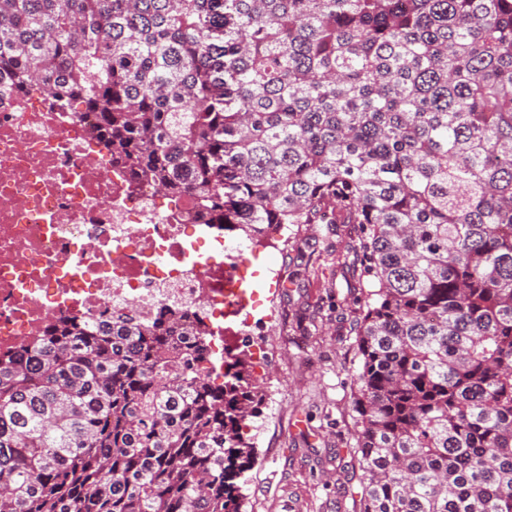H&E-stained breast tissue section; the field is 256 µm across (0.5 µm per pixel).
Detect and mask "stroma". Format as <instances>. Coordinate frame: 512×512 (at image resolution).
<instances>
[{
  "mask_svg": "<svg viewBox=\"0 0 512 512\" xmlns=\"http://www.w3.org/2000/svg\"><path fill=\"white\" fill-rule=\"evenodd\" d=\"M287 252L267 248V265L287 280L276 303L288 319L279 336L256 327L275 353L256 384L284 383L288 404L264 408L252 466L239 480L246 512H358L353 452V379L360 365L356 302L367 283L349 265L354 224H297Z\"/></svg>",
  "mask_w": 512,
  "mask_h": 512,
  "instance_id": "obj_1",
  "label": "stroma"
}]
</instances>
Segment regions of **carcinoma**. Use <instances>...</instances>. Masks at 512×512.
Wrapping results in <instances>:
<instances>
[{"mask_svg":"<svg viewBox=\"0 0 512 512\" xmlns=\"http://www.w3.org/2000/svg\"><path fill=\"white\" fill-rule=\"evenodd\" d=\"M0 65L226 230L359 225V512H512V0H0ZM165 312L0 361V512H241L265 395Z\"/></svg>","mask_w":512,"mask_h":512,"instance_id":"1","label":"carcinoma"}]
</instances>
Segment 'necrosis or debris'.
Listing matches in <instances>:
<instances>
[{"instance_id": "necrosis-or-debris-1", "label": "necrosis or debris", "mask_w": 512, "mask_h": 512, "mask_svg": "<svg viewBox=\"0 0 512 512\" xmlns=\"http://www.w3.org/2000/svg\"><path fill=\"white\" fill-rule=\"evenodd\" d=\"M55 90L15 87L0 70V359L47 339L65 319L129 313L145 323L178 304L204 323L202 368L224 371V317L238 339L263 321L287 335L274 306L247 289L248 257L224 244L222 225L160 206L156 186L113 163L99 115L57 106Z\"/></svg>"}]
</instances>
